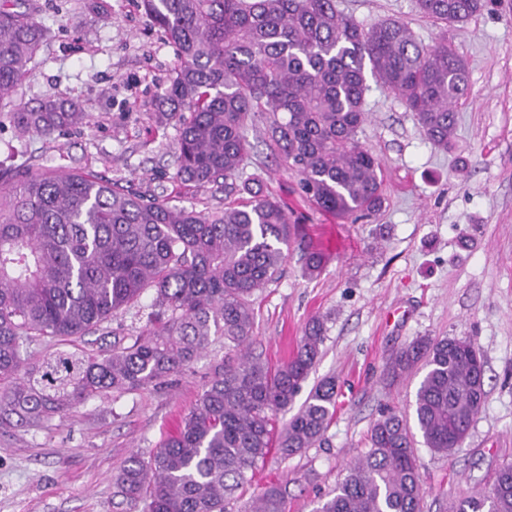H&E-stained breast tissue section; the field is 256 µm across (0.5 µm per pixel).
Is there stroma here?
Returning a JSON list of instances; mask_svg holds the SVG:
<instances>
[{
  "label": "stroma",
  "instance_id": "obj_1",
  "mask_svg": "<svg viewBox=\"0 0 512 512\" xmlns=\"http://www.w3.org/2000/svg\"><path fill=\"white\" fill-rule=\"evenodd\" d=\"M338 6L367 26L402 19L426 46L448 42L468 63L470 95L441 151L397 96L371 84L358 138L382 160L385 203L354 223L303 201L295 177L269 157L262 128L249 131L255 149L246 171L299 218L302 239L279 278L254 296V350L282 362L310 317L326 316L309 380L334 377L339 397L321 444L287 459L270 453L231 509L246 512L274 482L288 488L287 512H311L367 450L383 412L414 414L419 378L386 383L387 359L419 336L467 337L486 368V397L469 436L447 457L414 445L422 512H447L449 501L486 487L494 469L512 460V0H494L458 26L421 17L415 0ZM0 7L31 10L48 30L17 99L32 108L58 95L91 115L89 125L53 141L1 127V157L13 147L202 212L223 201V190L173 179L175 131L158 129L152 114L176 57L139 0H0ZM305 244L331 255L313 277L302 269ZM223 362L219 339L168 383L101 394L40 428H1L0 512H140L117 495L113 475L132 453L149 454L179 429Z\"/></svg>",
  "mask_w": 512,
  "mask_h": 512
}]
</instances>
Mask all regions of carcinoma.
<instances>
[{
  "label": "carcinoma",
  "mask_w": 512,
  "mask_h": 512,
  "mask_svg": "<svg viewBox=\"0 0 512 512\" xmlns=\"http://www.w3.org/2000/svg\"><path fill=\"white\" fill-rule=\"evenodd\" d=\"M175 49L169 86L154 113L177 134L174 179L224 188V207H177L82 170L33 157L0 165V424L40 427L106 391L156 386L224 337V365L198 395L179 430L152 454L133 453L114 475L142 512H227L271 450L283 457L321 442L336 415L328 377L300 406L325 340L312 317L289 358L271 366L250 350L253 296L277 279L298 223L288 205L245 175L264 127L278 166L316 208L355 222L381 209V160L358 140L367 119L368 77L415 114L424 137L448 149L456 105L470 93L464 58L446 43L425 47L408 24L366 27L336 0H140ZM485 0H417L422 16L463 24ZM47 29L27 11L0 9V126L52 139L86 125L87 113L61 97L29 109L13 100L39 63ZM305 273L329 257L303 250ZM153 291L152 302L141 298ZM146 313L144 329L94 353L59 351L30 366L34 336H86L113 316ZM422 373L415 426L387 412L370 448L313 512H421L415 435L448 455L465 444L483 405L485 364L467 338L421 336L386 362L391 384ZM291 413L282 429L273 416ZM288 492L272 483L247 512H286ZM448 512H512V463L490 488Z\"/></svg>",
  "instance_id": "carcinoma-1"
}]
</instances>
